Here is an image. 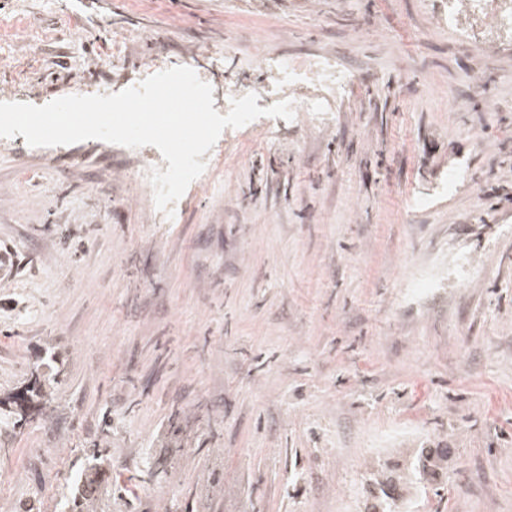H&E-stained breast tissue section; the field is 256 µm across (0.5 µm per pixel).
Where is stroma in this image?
Returning <instances> with one entry per match:
<instances>
[{
	"label": "stroma",
	"instance_id": "obj_1",
	"mask_svg": "<svg viewBox=\"0 0 512 512\" xmlns=\"http://www.w3.org/2000/svg\"><path fill=\"white\" fill-rule=\"evenodd\" d=\"M313 54L336 111L224 129L171 220L155 147L0 138V399L61 370L0 512H70L90 462L97 512H373L428 448L401 512H512V38L446 0H0V102L189 64L271 105L265 56Z\"/></svg>",
	"mask_w": 512,
	"mask_h": 512
}]
</instances>
